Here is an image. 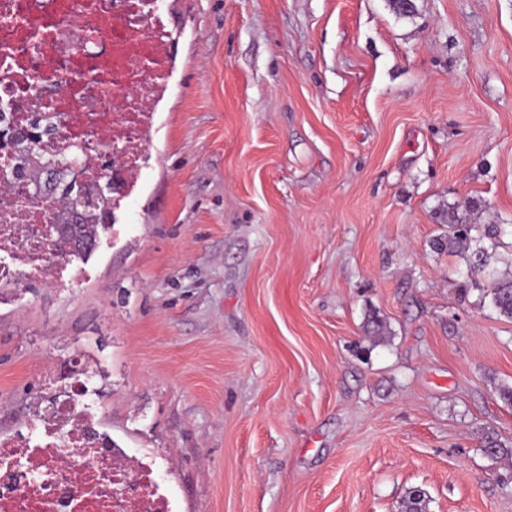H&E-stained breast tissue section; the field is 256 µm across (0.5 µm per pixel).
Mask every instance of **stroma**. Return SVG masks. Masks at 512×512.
<instances>
[{
  "mask_svg": "<svg viewBox=\"0 0 512 512\" xmlns=\"http://www.w3.org/2000/svg\"><path fill=\"white\" fill-rule=\"evenodd\" d=\"M167 4L135 221L0 306V431L87 371L181 512H512V319L446 245L512 274V0Z\"/></svg>",
  "mask_w": 512,
  "mask_h": 512,
  "instance_id": "obj_1",
  "label": "stroma"
}]
</instances>
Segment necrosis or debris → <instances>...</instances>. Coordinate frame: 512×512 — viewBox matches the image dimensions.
<instances>
[{"label": "necrosis or debris", "instance_id": "necrosis-or-debris-1", "mask_svg": "<svg viewBox=\"0 0 512 512\" xmlns=\"http://www.w3.org/2000/svg\"><path fill=\"white\" fill-rule=\"evenodd\" d=\"M0 0V165L11 134L50 117L41 148L73 136L90 146L85 178L105 195L113 223L149 165L146 136L167 88L174 48L164 0ZM38 168L0 180V305L18 289L70 274L48 222L65 200L33 199ZM88 379L35 419L28 434L0 435V512H180L168 461L132 455L101 431Z\"/></svg>", "mask_w": 512, "mask_h": 512}]
</instances>
